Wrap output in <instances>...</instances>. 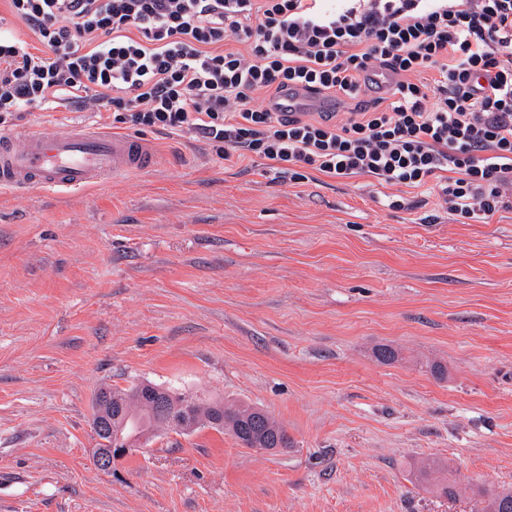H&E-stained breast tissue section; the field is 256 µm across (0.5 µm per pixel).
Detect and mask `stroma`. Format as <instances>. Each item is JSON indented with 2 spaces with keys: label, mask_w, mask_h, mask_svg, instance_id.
<instances>
[{
  "label": "stroma",
  "mask_w": 512,
  "mask_h": 512,
  "mask_svg": "<svg viewBox=\"0 0 512 512\" xmlns=\"http://www.w3.org/2000/svg\"><path fill=\"white\" fill-rule=\"evenodd\" d=\"M81 121L131 132L70 106L19 125ZM143 135L151 170L0 191V512H471L414 481L427 457L512 487V209L459 224L414 188ZM146 381L257 405L292 445L166 430L99 470L97 391Z\"/></svg>",
  "instance_id": "1"
}]
</instances>
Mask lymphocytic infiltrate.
Returning <instances> with one entry per match:
<instances>
[{
	"instance_id": "obj_1",
	"label": "lymphocytic infiltrate",
	"mask_w": 512,
	"mask_h": 512,
	"mask_svg": "<svg viewBox=\"0 0 512 512\" xmlns=\"http://www.w3.org/2000/svg\"><path fill=\"white\" fill-rule=\"evenodd\" d=\"M7 2L33 38L0 28L1 125L105 110L283 178L425 188L461 224L512 209V0ZM371 71L391 84L369 102ZM292 87L343 109L278 111Z\"/></svg>"
}]
</instances>
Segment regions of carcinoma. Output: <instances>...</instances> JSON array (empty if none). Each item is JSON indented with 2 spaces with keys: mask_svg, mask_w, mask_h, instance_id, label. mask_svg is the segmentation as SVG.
<instances>
[{
  "mask_svg": "<svg viewBox=\"0 0 512 512\" xmlns=\"http://www.w3.org/2000/svg\"><path fill=\"white\" fill-rule=\"evenodd\" d=\"M108 392L112 404L120 403L125 408L122 431L126 438L137 440L166 425V419L153 407L151 397L136 398L128 389L110 388ZM178 401L185 404L187 412L198 422L212 418L215 410V404L185 394ZM223 430L239 442L251 444L261 451L286 448L289 444L285 429L265 410L250 404H224ZM412 473L418 483L440 496L454 498L461 492L456 482L447 478L448 463L443 460L423 459L414 464ZM468 493L473 502L472 512H512V488L472 485L468 487Z\"/></svg>",
  "mask_w": 512,
  "mask_h": 512,
  "instance_id": "cac0c4a2",
  "label": "carcinoma"
}]
</instances>
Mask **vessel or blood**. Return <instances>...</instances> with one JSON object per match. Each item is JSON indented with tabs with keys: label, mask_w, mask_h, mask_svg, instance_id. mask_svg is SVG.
<instances>
[{
	"label": "vessel or blood",
	"mask_w": 512,
	"mask_h": 512,
	"mask_svg": "<svg viewBox=\"0 0 512 512\" xmlns=\"http://www.w3.org/2000/svg\"><path fill=\"white\" fill-rule=\"evenodd\" d=\"M156 151L144 139L94 131L82 124L63 133L0 134V190L25 194L83 191L118 175L154 167Z\"/></svg>",
	"instance_id": "vessel-or-blood-1"
}]
</instances>
